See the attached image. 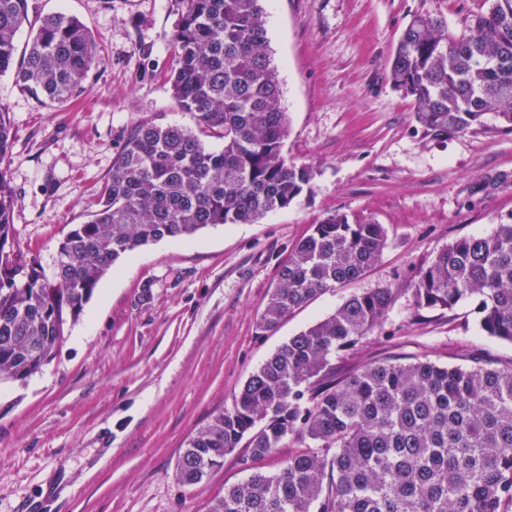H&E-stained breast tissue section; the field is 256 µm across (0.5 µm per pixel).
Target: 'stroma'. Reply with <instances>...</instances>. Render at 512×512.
Here are the masks:
<instances>
[{
    "mask_svg": "<svg viewBox=\"0 0 512 512\" xmlns=\"http://www.w3.org/2000/svg\"><path fill=\"white\" fill-rule=\"evenodd\" d=\"M79 18L99 52L77 98L49 105L0 76L14 139L6 162L12 223L53 276L58 247L97 207L112 160L136 123L195 128L164 80L174 0H35ZM483 0H266V27L289 117L284 150L310 164L312 190L258 223L211 226L123 255L53 359L26 382L0 383V512H204L244 481L240 452L193 486L175 476L187 439L231 407L289 337L351 294L397 288L380 329L336 356L337 371L388 357L512 365V343L484 335L474 305L417 318V273L454 240L512 217V133L426 134L387 79L413 15L461 33ZM384 225L388 247L361 279L289 314L260 318L279 265L331 213Z\"/></svg>",
    "mask_w": 512,
    "mask_h": 512,
    "instance_id": "35a3bbf8",
    "label": "stroma"
}]
</instances>
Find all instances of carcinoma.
<instances>
[{"mask_svg": "<svg viewBox=\"0 0 512 512\" xmlns=\"http://www.w3.org/2000/svg\"><path fill=\"white\" fill-rule=\"evenodd\" d=\"M171 96L199 130L153 121L127 135L98 208L59 247L53 279L25 253L10 223L14 190L3 164L12 144L0 111V381L24 382L55 355L102 278L122 255L216 225L253 224L311 191L314 169L286 156L288 115L271 58L265 0H175ZM459 35L432 12L413 16L388 61L394 90L424 129L449 137L488 115L512 132V0H488ZM30 35L21 58L16 39ZM97 53L90 31L31 0H0V75L47 104L80 89ZM387 231L329 214L295 244L257 323L269 332L293 310L362 278ZM397 289L354 293L281 345L244 383L231 408L187 441L176 466L202 482L238 448L251 474L205 512H509L512 509V366L468 367L382 359L336 374V353L381 326ZM414 313L477 301L488 336L512 342V218L444 247L412 288ZM296 448L267 472L256 463L285 439Z\"/></svg>", "mask_w": 512, "mask_h": 512, "instance_id": "cac0c4a2", "label": "carcinoma"}]
</instances>
